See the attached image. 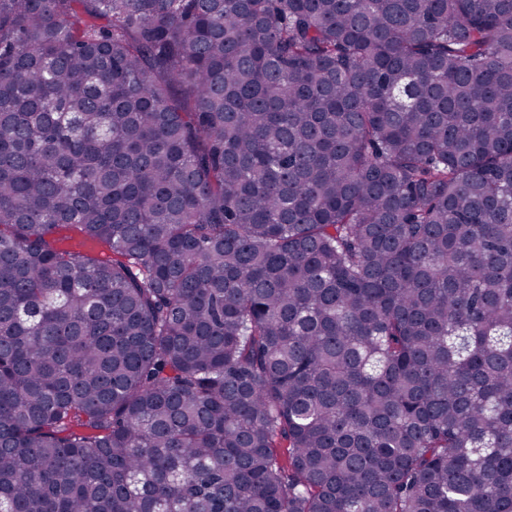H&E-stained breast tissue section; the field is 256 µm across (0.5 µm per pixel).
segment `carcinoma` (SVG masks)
<instances>
[{
  "label": "carcinoma",
  "mask_w": 512,
  "mask_h": 512,
  "mask_svg": "<svg viewBox=\"0 0 512 512\" xmlns=\"http://www.w3.org/2000/svg\"><path fill=\"white\" fill-rule=\"evenodd\" d=\"M0 512H512V0H0ZM56 238L60 239V241H58L59 246L67 247L84 254L98 257H104L109 254L103 246L84 241L82 234L75 227L62 229L59 234H56ZM64 238L65 240L63 242Z\"/></svg>",
  "instance_id": "carcinoma-1"
}]
</instances>
